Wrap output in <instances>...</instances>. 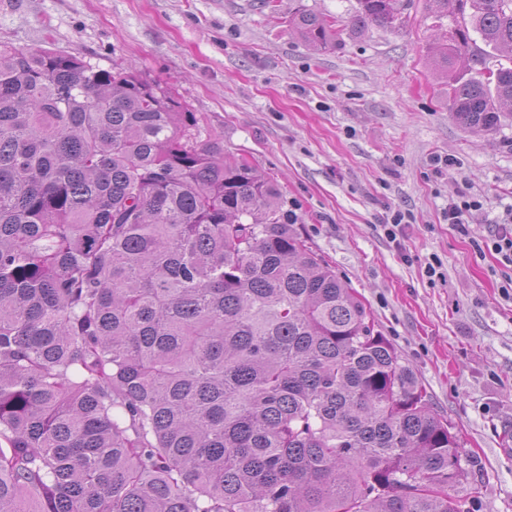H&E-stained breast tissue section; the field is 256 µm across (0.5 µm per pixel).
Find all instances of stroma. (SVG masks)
Listing matches in <instances>:
<instances>
[{
  "instance_id": "stroma-1",
  "label": "stroma",
  "mask_w": 512,
  "mask_h": 512,
  "mask_svg": "<svg viewBox=\"0 0 512 512\" xmlns=\"http://www.w3.org/2000/svg\"><path fill=\"white\" fill-rule=\"evenodd\" d=\"M356 0H0V42L132 67L166 82L204 135L274 179L309 246L362 298L425 386L482 484L470 512H512V294L478 251L512 208V113L473 134L451 116L424 0L403 28L324 51L289 18L349 17ZM453 166H445V159ZM479 200L466 230L448 205ZM409 212L396 239L380 219ZM442 264V278L427 267Z\"/></svg>"
}]
</instances>
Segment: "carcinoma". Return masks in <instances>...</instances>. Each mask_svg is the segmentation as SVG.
I'll return each mask as SVG.
<instances>
[{
	"label": "carcinoma",
	"instance_id": "obj_1",
	"mask_svg": "<svg viewBox=\"0 0 512 512\" xmlns=\"http://www.w3.org/2000/svg\"><path fill=\"white\" fill-rule=\"evenodd\" d=\"M412 0L290 25L330 49ZM474 133L512 0H426ZM164 82L0 44V512H470L454 426L278 186Z\"/></svg>",
	"mask_w": 512,
	"mask_h": 512
}]
</instances>
